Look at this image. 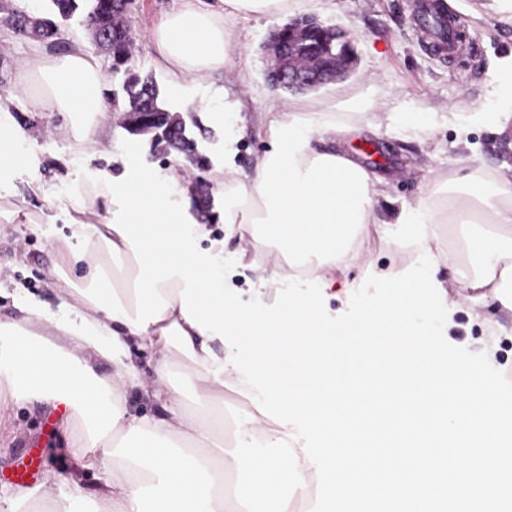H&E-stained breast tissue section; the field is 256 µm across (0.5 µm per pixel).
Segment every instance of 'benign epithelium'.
Returning a JSON list of instances; mask_svg holds the SVG:
<instances>
[{"instance_id":"obj_1","label":"benign epithelium","mask_w":512,"mask_h":512,"mask_svg":"<svg viewBox=\"0 0 512 512\" xmlns=\"http://www.w3.org/2000/svg\"><path fill=\"white\" fill-rule=\"evenodd\" d=\"M116 12L123 23L105 32L96 46L111 55L112 38L130 32L133 0H120ZM266 61L271 64L266 79L274 88L296 87L316 91L354 72L357 58L349 32L340 25H327L312 16H298L274 28L265 41Z\"/></svg>"}]
</instances>
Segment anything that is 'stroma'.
<instances>
[{"instance_id": "1", "label": "stroma", "mask_w": 512, "mask_h": 512, "mask_svg": "<svg viewBox=\"0 0 512 512\" xmlns=\"http://www.w3.org/2000/svg\"><path fill=\"white\" fill-rule=\"evenodd\" d=\"M446 8L465 25L466 39L454 57L427 49L413 30L409 0H302L299 14L318 17L349 31L358 54V65L347 78L303 95L311 110L328 109L337 119L362 125L360 136L347 139L343 150L357 156L361 144L378 152L363 165L388 179L392 199L417 203L434 187L437 176L451 174L459 158L471 159L473 168L491 171L502 162L512 163V137L493 134L478 120L481 112L499 109V61L512 52V16L504 0H444ZM180 0H135L130 24L135 37L132 67L142 76H152L159 88L162 108L179 114L188 137L196 142L211 170L234 169L239 180H248L257 158L267 150L266 124L270 113L283 112L293 102L291 94L273 89L265 80L266 60L261 52L269 32L283 24L284 15H237L224 24L234 57L224 70L186 79L174 88L152 39L163 16L178 8ZM47 16L49 0L30 7L28 0H0V94L12 97L10 114L28 138V157L23 166L0 172V203L21 214L13 223L0 222V314H13V296L24 291L49 314L59 315L68 301L50 286L52 246L70 236L78 191L90 178L120 181L129 170L121 152L122 140L141 143L145 164L159 176H167L175 157L164 153L153 134L130 130L129 113L113 114L105 126L106 154H96L74 139L56 135L64 117L56 112L32 111L25 95L14 91L12 77L28 53L30 35L10 28L9 10ZM247 73L239 82V73ZM226 90L229 97L243 98L245 110L236 127L226 128L214 114L213 95ZM352 103L368 104V111L351 115ZM429 114L430 133L408 136L401 131L373 133L366 125L373 111ZM212 211L218 219L204 227L202 247L223 246L224 257L245 252V261L227 277L228 286L242 300L259 299L272 304L280 291L277 259L227 236L219 216L224 195L212 191ZM32 214L35 224L25 223ZM413 261L410 251L393 245L380 225L368 228L361 251V264L347 274L350 284L368 276H386L406 269ZM448 311L444 337L452 345L473 352L493 354L498 370L512 378V312L495 301L461 299L450 287L444 299ZM60 410L29 401L10 408L0 419V495L14 487L29 488L27 512H50L52 498H63L72 482H79L90 500L88 512H99L97 495L104 472L87 471L66 449L67 432Z\"/></svg>"}]
</instances>
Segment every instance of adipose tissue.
Segmentation results:
<instances>
[{
  "label": "adipose tissue",
  "instance_id": "obj_1",
  "mask_svg": "<svg viewBox=\"0 0 512 512\" xmlns=\"http://www.w3.org/2000/svg\"><path fill=\"white\" fill-rule=\"evenodd\" d=\"M288 3L220 0L219 8L205 9L199 0H181L152 33L173 86L228 65L225 17L284 10ZM17 85L32 110L65 115L60 137L104 150L111 107L102 64L91 49L54 54L32 45ZM8 109L0 98V171L23 165L27 156L26 139L8 120ZM351 130L320 110L294 106L289 113H273L269 148L250 181H239L229 169L212 177L224 191L225 230L273 250L278 275L289 285L320 288L333 271L358 263L362 236L378 221L379 204L387 197L384 180L335 148ZM316 137L327 148H315ZM418 208L428 216L426 241L434 254L447 209L469 223L463 250L476 255L478 264L462 271L464 286L473 300L491 298L512 309V165L482 178L471 172L438 178L433 196ZM113 210L103 184L89 183L77 198L73 232L54 251L64 274L53 277L51 286L72 298L62 316H47L19 292L14 314L0 318V412L10 403L36 399L63 408V425L79 420L69 453L91 471L102 456L112 458L101 492L103 512H294L298 502L311 498L315 470L287 427L273 425L258 434L242 423L237 439L260 440L244 453L219 440L224 386L236 383L239 374L220 370L226 358L221 340L201 335L185 320L181 278L158 283L169 306L142 331L76 293V285L90 284L100 266L127 313L136 312L133 283L140 267L129 244L108 226ZM137 351L158 358L152 384L136 369ZM174 353L188 364L206 418L192 419L183 411L185 392L173 382L168 362ZM104 361L112 365L111 377L98 373ZM136 388L159 402L164 416L128 420L124 404Z\"/></svg>",
  "mask_w": 512,
  "mask_h": 512
}]
</instances>
